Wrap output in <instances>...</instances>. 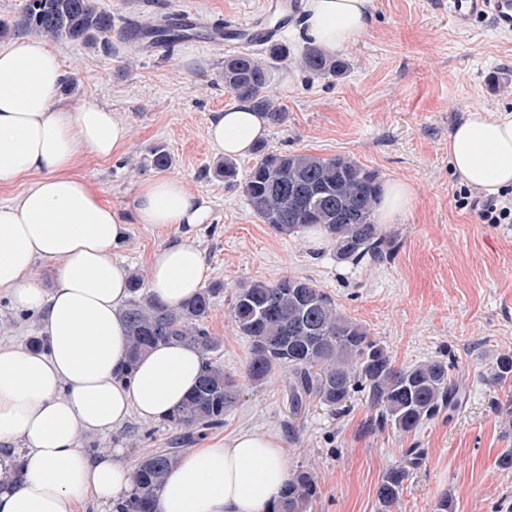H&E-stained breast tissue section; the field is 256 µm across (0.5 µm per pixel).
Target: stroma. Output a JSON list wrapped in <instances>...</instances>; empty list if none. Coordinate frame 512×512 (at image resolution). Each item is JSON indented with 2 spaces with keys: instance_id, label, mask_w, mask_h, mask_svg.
<instances>
[{
  "instance_id": "1",
  "label": "stroma",
  "mask_w": 512,
  "mask_h": 512,
  "mask_svg": "<svg viewBox=\"0 0 512 512\" xmlns=\"http://www.w3.org/2000/svg\"><path fill=\"white\" fill-rule=\"evenodd\" d=\"M265 0H97L113 16L145 23L192 7L216 21L263 13ZM445 0H370L360 37L337 56L338 76H316L296 60L307 42L305 14L279 34L292 61L280 64L273 86L288 112L285 126L268 128L271 150L343 155L378 172L382 182L402 180L415 190L410 212L391 225L395 248L379 266L338 262L329 242L307 232L282 236L250 211L240 182L253 157L237 159L239 181L215 171L223 154L206 136L212 113L234 99L224 88V55L210 36L183 41L168 51L143 50L113 41L111 49L51 42L68 84L62 98L95 102L130 128L127 145L112 158L84 156L79 172L98 187L105 203L133 206L138 186L157 176L150 153L164 146L174 163L168 176L211 202L209 220L194 240L206 265V284L221 283L207 320L220 346L225 372L242 383L237 405L217 437L253 429L278 438L289 470L306 468L318 481L310 512H377L376 488L401 449L418 446L422 465L404 484L393 512H431L448 493L457 512H512V469L496 461L507 442L492 409L496 393L483 379L495 355L512 351V224L481 223L476 211L459 209L460 180L448 162V136L473 108H512V33L478 24L461 30L448 21ZM166 240L145 224L129 225L112 256L126 268L148 273V258ZM292 275L331 293L341 311L363 324L408 366L449 353L469 390L452 419H437L417 435L365 434L369 411L361 401L342 416L310 404L293 414L288 382L274 373L262 386L244 383L250 344L230 315L228 294L246 281L273 282ZM38 333V317L0 296V340L24 344ZM177 434L166 422L130 417L119 430L89 440L92 448L124 449L136 466Z\"/></svg>"
}]
</instances>
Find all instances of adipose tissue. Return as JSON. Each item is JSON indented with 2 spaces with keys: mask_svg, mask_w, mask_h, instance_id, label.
<instances>
[{
  "mask_svg": "<svg viewBox=\"0 0 512 512\" xmlns=\"http://www.w3.org/2000/svg\"><path fill=\"white\" fill-rule=\"evenodd\" d=\"M369 0H308L307 34L339 50L365 29ZM63 72L44 42L18 37L0 49V184L32 176L19 196L0 203V294L40 318L45 348L0 343V512H79L132 497L136 487L119 448H85L130 416L167 420L195 388L205 365L196 346L150 349L124 376L123 309L128 271L112 258L129 223L181 237L150 259V291L176 306L203 286L204 259L190 234L209 199L158 175L138 188L132 215L105 205L78 167L83 155L109 158L129 139L111 111L72 107L59 89ZM206 134L230 157L249 155L266 134L246 102L214 113ZM453 173L494 194L512 185V113L466 112L448 137ZM411 185L386 183L376 220L393 224L410 211ZM49 264L45 290L33 271ZM288 480L287 454L268 434L242 430L183 453L160 490L158 512H266Z\"/></svg>",
  "mask_w": 512,
  "mask_h": 512,
  "instance_id": "ef3b65f1",
  "label": "adipose tissue"
}]
</instances>
